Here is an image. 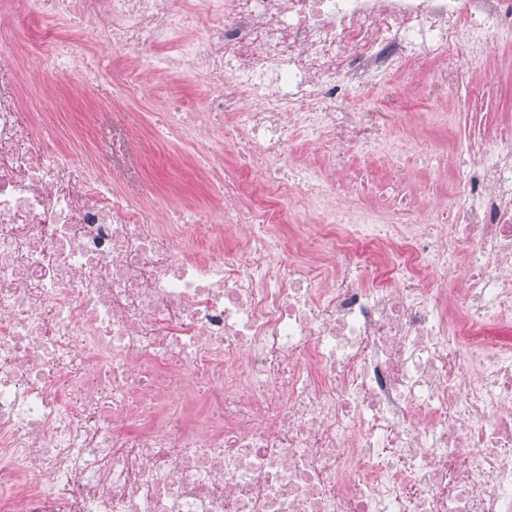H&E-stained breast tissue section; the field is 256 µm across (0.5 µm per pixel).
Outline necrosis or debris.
<instances>
[{"label": "necrosis or debris", "instance_id": "1", "mask_svg": "<svg viewBox=\"0 0 512 512\" xmlns=\"http://www.w3.org/2000/svg\"><path fill=\"white\" fill-rule=\"evenodd\" d=\"M495 32L512 0H0V512H512V345L474 336L512 315V127L468 88L470 203L377 215L336 201L365 115L330 110L419 56L420 85L485 70ZM103 49L137 62L111 112L158 73L212 87L146 125L212 203L133 199L88 127L69 151L26 120ZM293 129L330 132L335 183Z\"/></svg>", "mask_w": 512, "mask_h": 512}]
</instances>
